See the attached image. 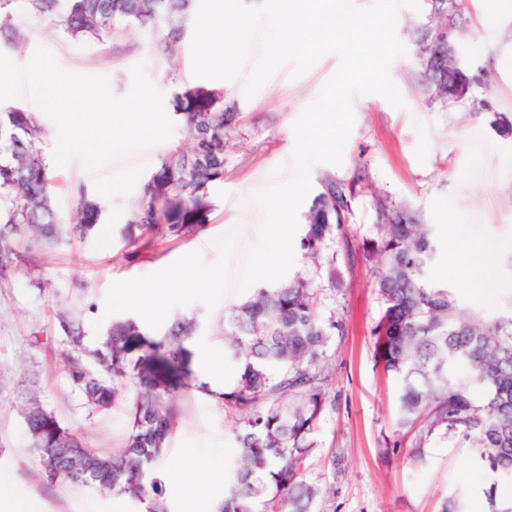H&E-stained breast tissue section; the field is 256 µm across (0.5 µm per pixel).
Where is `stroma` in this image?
<instances>
[{"mask_svg":"<svg viewBox=\"0 0 512 512\" xmlns=\"http://www.w3.org/2000/svg\"><path fill=\"white\" fill-rule=\"evenodd\" d=\"M468 29L459 50L469 66L490 74L481 97L487 111L473 114L464 107L442 109L431 103L421 77L416 46L418 26L429 19L428 4L401 9L396 35L405 47L391 64L390 77L404 107L392 106L378 94L355 98V121L341 165L313 166L312 182L330 174L350 183L362 176L342 230L336 231L312 265L295 249L291 274L311 279L320 318L344 322V334L334 338L329 353L332 372L327 382L329 404L311 436L315 450L309 477L330 485L314 512H440L444 500L457 498L466 512H485L480 492L485 474L471 463L470 448L456 439L432 437L423 460L408 453L411 444L397 425V380L374 357L372 330L382 303L377 294L378 264L370 250L380 235L379 200L405 203L430 224L438 245L428 273L450 288L462 304L494 318L512 313V296L490 301L480 297L472 281L448 274L449 240L465 244L475 238L504 243L497 255L499 275L512 280V134L500 132V116L512 118V11H496L491 0H468ZM15 22L23 40L0 36V54L26 65L37 47L49 49L69 72L104 75L115 96L132 88L131 69L145 63L146 72L164 94L166 112H173L178 95L201 86L192 72L193 21H186L176 55L159 50L151 31L130 28L106 47L67 38L53 20L28 13L23 0L15 7ZM339 66L336 55L323 56L301 76L291 65L279 67L251 98L243 79L220 81L225 100L234 104L236 130L224 153V181L211 191L210 220L189 238L156 237L130 240L131 208L161 157L188 148L190 135L181 118H174L169 140L88 172L77 160L53 167L48 192L59 224H74L76 190L84 188L100 199L103 216L84 239L62 237L48 247L33 237L16 245L18 260L0 273V487L18 499L36 502L39 512H132L124 497L99 493L66 481L47 482L40 458L31 448L22 410L38 396L61 423L89 446L109 453L120 448L129 427L134 387L120 390L117 403L103 412L83 407L74 393L63 357L65 346L56 320L58 309L73 305L82 312L85 331L105 336L122 313L105 314V299L114 282L159 271L181 256L197 251L214 262L216 238L232 232L239 252L258 239L260 211L245 197L277 179L292 175L287 163L295 146L293 124L318 96ZM341 279L333 288L331 278ZM226 295L214 309L195 302L172 308V315L194 318L199 329L191 349L222 354L220 334L225 312L240 302ZM176 429L160 470L175 474L184 467L208 474L231 471L237 418L215 398L196 390L178 395ZM396 453L385 448L394 440Z\"/></svg>","mask_w":512,"mask_h":512,"instance_id":"obj_1","label":"stroma"}]
</instances>
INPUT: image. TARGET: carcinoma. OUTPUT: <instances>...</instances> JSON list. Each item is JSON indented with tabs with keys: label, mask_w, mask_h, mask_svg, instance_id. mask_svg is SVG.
Segmentation results:
<instances>
[{
	"label": "carcinoma",
	"mask_w": 512,
	"mask_h": 512,
	"mask_svg": "<svg viewBox=\"0 0 512 512\" xmlns=\"http://www.w3.org/2000/svg\"><path fill=\"white\" fill-rule=\"evenodd\" d=\"M17 0H0V33L20 36ZM29 13L49 16L71 40L100 45L132 27L149 28L167 52H178L184 17L193 0H23ZM432 28L465 30V0H427ZM424 82L441 106L477 114L489 108L476 96L487 74L448 57V43L419 34ZM174 112L191 136L187 150L165 154L132 207L131 223L188 238L208 223L210 188L224 181L225 138L235 113L224 110V91L196 87L176 97ZM33 113L0 109V270L13 263L12 238L33 233L46 244L62 235L88 236L103 209L86 191L76 199L77 221L62 228L48 196L51 170ZM358 182L344 187L330 175L305 213L301 247L318 260L327 239L342 229ZM382 234L372 246L381 266V315L372 331L374 352L399 384L398 426L417 431L409 454L425 455L434 435H452L474 448L494 476L482 489L486 512H512L498 482L512 478V315L489 319L460 305L444 287L424 279L436 255L431 225L405 204L378 205ZM74 391L84 407L109 408L121 387L138 396L130 407L124 446L110 455L87 447L35 397L23 410L31 445L45 478H60L126 496L135 512H171L167 477L155 466L175 428V394L191 387L222 401L243 420L236 434L234 476L217 512H313L326 487L308 478L311 435L328 404L329 348L343 335L335 317L318 318L310 282L300 275L262 287L224 315V355L238 362L233 386L213 390L198 381L188 342L198 325L177 317L161 338L136 320L112 323L102 348L85 345L81 315L57 313Z\"/></svg>",
	"instance_id": "cac0c4a2"
}]
</instances>
